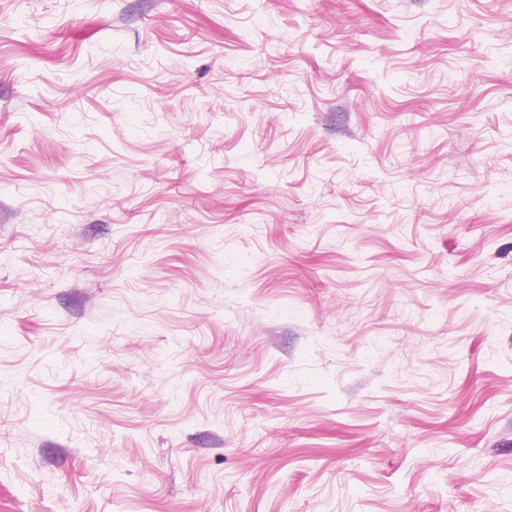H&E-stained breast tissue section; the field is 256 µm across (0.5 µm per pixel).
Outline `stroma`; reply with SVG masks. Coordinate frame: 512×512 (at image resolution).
I'll use <instances>...</instances> for the list:
<instances>
[{
	"label": "stroma",
	"instance_id": "obj_1",
	"mask_svg": "<svg viewBox=\"0 0 512 512\" xmlns=\"http://www.w3.org/2000/svg\"><path fill=\"white\" fill-rule=\"evenodd\" d=\"M0 512H512V0H0Z\"/></svg>",
	"mask_w": 512,
	"mask_h": 512
}]
</instances>
